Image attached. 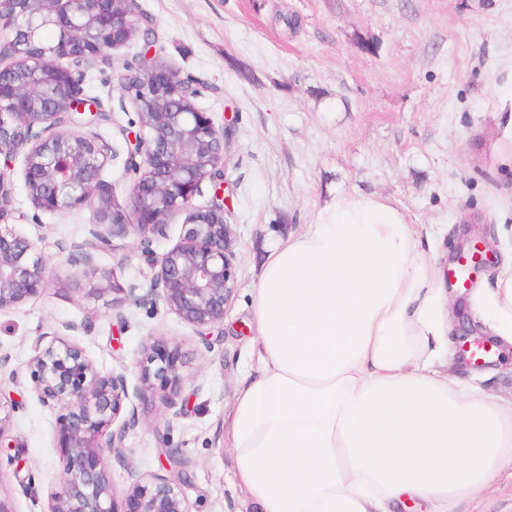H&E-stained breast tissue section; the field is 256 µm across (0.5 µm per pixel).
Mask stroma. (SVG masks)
<instances>
[{"label":"stroma","mask_w":512,"mask_h":512,"mask_svg":"<svg viewBox=\"0 0 512 512\" xmlns=\"http://www.w3.org/2000/svg\"><path fill=\"white\" fill-rule=\"evenodd\" d=\"M155 40L151 57L182 78L204 84L197 100L216 127L235 122L228 154L238 255L237 284L224 322L204 347L192 325L162 303L88 296L87 287L118 282L146 294L157 269L128 234L94 254L90 265L67 255L96 221L95 206L65 215L36 213L23 184L22 158L7 169L14 183L11 224L50 258L53 282L0 312V393L21 405L0 450V497L14 512H44L61 460L56 410L38 399L27 371L38 336L76 327L74 342L96 366L140 386L136 362L154 342L185 362L187 412L173 418L155 391L139 405V423L123 458L109 461L114 508L138 478L159 472V456L179 449L191 461L186 494L192 512H226L240 493L226 450L239 381L255 373L251 292L270 250L314 223L347 194L390 199L411 224H435L442 262L453 269L459 247L478 239L488 258L474 286L490 284L512 258L499 225H512V146L500 139L503 103L512 94V0H137ZM142 50L134 41L83 67L86 95L105 117L69 133L99 136L111 151L101 177L125 223L135 180L125 165L123 129L137 128L135 105L116 75ZM452 348L459 337L490 339L472 291L448 285ZM124 331H117L118 317ZM484 367L452 357L443 372L512 400V347L498 345Z\"/></svg>","instance_id":"1"}]
</instances>
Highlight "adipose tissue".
<instances>
[{"instance_id": "adipose-tissue-1", "label": "adipose tissue", "mask_w": 512, "mask_h": 512, "mask_svg": "<svg viewBox=\"0 0 512 512\" xmlns=\"http://www.w3.org/2000/svg\"><path fill=\"white\" fill-rule=\"evenodd\" d=\"M440 244L381 196L345 195L270 251L252 292L259 367L232 412L252 512H454L512 471V402L448 358ZM512 344V262L477 293Z\"/></svg>"}]
</instances>
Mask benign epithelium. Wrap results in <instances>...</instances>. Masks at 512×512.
I'll list each match as a JSON object with an SVG mask.
<instances>
[{
  "label": "benign epithelium",
  "instance_id": "obj_1",
  "mask_svg": "<svg viewBox=\"0 0 512 512\" xmlns=\"http://www.w3.org/2000/svg\"><path fill=\"white\" fill-rule=\"evenodd\" d=\"M41 9L26 23L0 30V46L9 42L21 50L18 66L0 65V156L24 153L23 179L33 207L65 215L84 205L98 204L97 223L88 238L73 246L69 261L90 264L93 251L112 247L129 225L112 205V191L100 178L109 146L96 137H70L58 132L65 116L97 114L100 102L83 96L82 73L87 60L143 36L136 0H38ZM54 24L62 37L47 46L38 37L33 18ZM137 96L139 132L126 166L135 179L130 203L137 217L134 229L152 265L158 267L148 296L198 330L224 323L236 289L237 254L234 234L226 221L225 170L234 124L215 126L207 112L186 98L189 82L177 72L139 55ZM210 182L209 206L198 208L195 197ZM13 184L0 172V310L24 303L50 284L49 259L37 245L4 223L11 212ZM177 213L185 214L179 244L153 254L151 236L160 234ZM178 351L151 346L139 361L136 397L146 402L155 385L169 388L174 418L184 382ZM39 400L59 412L63 474L47 497L44 512H114V488L108 461L125 453L127 430L138 422L129 403L126 379L99 370L86 350L63 334L37 338L28 363ZM18 404L0 395V443ZM166 473H153L127 489V512H191L185 493L190 460L177 449L165 455Z\"/></svg>",
  "mask_w": 512,
  "mask_h": 512
}]
</instances>
